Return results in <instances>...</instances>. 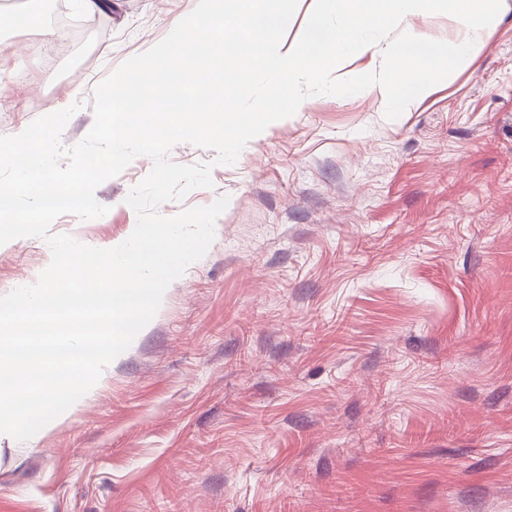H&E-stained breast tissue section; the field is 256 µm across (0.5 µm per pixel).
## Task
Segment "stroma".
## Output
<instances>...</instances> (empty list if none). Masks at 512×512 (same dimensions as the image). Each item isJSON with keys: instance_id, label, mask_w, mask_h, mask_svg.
I'll return each mask as SVG.
<instances>
[{"instance_id": "35a3bbf8", "label": "stroma", "mask_w": 512, "mask_h": 512, "mask_svg": "<svg viewBox=\"0 0 512 512\" xmlns=\"http://www.w3.org/2000/svg\"><path fill=\"white\" fill-rule=\"evenodd\" d=\"M72 48L0 4V136L78 104L197 0H112ZM380 85L307 98L213 188L206 254L63 420L0 440V512H512V11L400 117ZM136 158L95 191L105 215L51 225L109 248L135 228ZM47 243L0 245V295L34 283Z\"/></svg>"}]
</instances>
